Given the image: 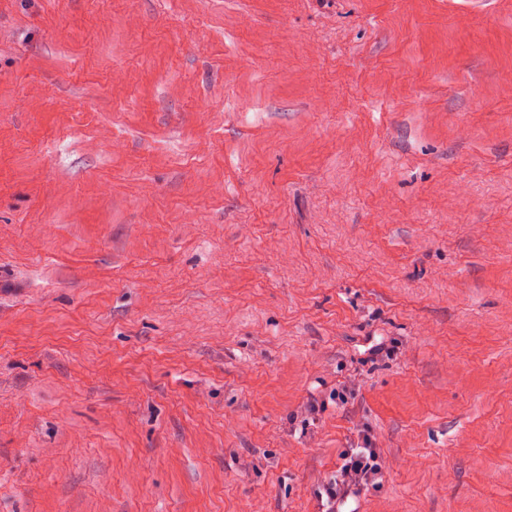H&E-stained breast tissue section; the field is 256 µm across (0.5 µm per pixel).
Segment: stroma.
I'll use <instances>...</instances> for the list:
<instances>
[{"label": "stroma", "mask_w": 512, "mask_h": 512, "mask_svg": "<svg viewBox=\"0 0 512 512\" xmlns=\"http://www.w3.org/2000/svg\"><path fill=\"white\" fill-rule=\"evenodd\" d=\"M366 436L360 512H512V0H0V512Z\"/></svg>", "instance_id": "1"}]
</instances>
